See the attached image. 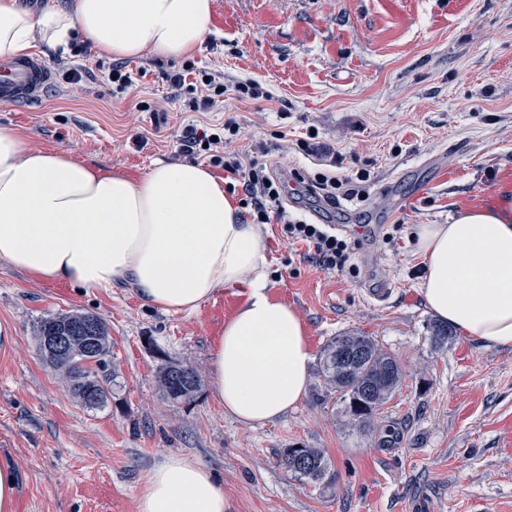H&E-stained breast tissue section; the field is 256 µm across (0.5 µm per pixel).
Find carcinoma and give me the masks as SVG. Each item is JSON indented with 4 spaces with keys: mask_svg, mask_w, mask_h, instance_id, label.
Segmentation results:
<instances>
[{
    "mask_svg": "<svg viewBox=\"0 0 512 512\" xmlns=\"http://www.w3.org/2000/svg\"><path fill=\"white\" fill-rule=\"evenodd\" d=\"M432 340L439 348L453 344L455 336L448 327L432 326ZM76 384L70 386L72 395L86 404V391L105 392L110 378L97 369L96 362L72 364ZM190 380L177 377L173 363L165 362L156 374L165 376L158 381L161 398L174 404L192 403L203 384L200 369L185 365ZM318 377L326 392L336 395L342 416L349 429L359 435L372 431L374 417L401 385L403 371L397 360L384 351L376 341L364 334L335 336L320 352ZM281 465L300 481H311L332 486L335 476L330 474L329 460L319 448L297 446L286 449Z\"/></svg>",
    "mask_w": 512,
    "mask_h": 512,
    "instance_id": "cac0c4a2",
    "label": "carcinoma"
}]
</instances>
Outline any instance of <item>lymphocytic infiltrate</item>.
Segmentation results:
<instances>
[{
	"instance_id": "1",
	"label": "lymphocytic infiltrate",
	"mask_w": 512,
	"mask_h": 512,
	"mask_svg": "<svg viewBox=\"0 0 512 512\" xmlns=\"http://www.w3.org/2000/svg\"><path fill=\"white\" fill-rule=\"evenodd\" d=\"M194 75V83H187V75ZM175 94H189L188 106L194 112H210L224 101L227 92H234L240 100H271L272 95L259 83L236 81L225 83L218 73L195 70L192 64H183L181 70L167 74ZM239 124L231 118L225 119L215 133L190 131L184 138L186 152H195L205 147L212 165L224 167L235 175L245 195L244 203L252 210L254 221L259 224L275 222L281 224L283 233L290 240H299L313 249L312 260L326 270L345 271L352 269L353 247L350 242L339 238L334 225L310 224L290 216L282 204L288 191L286 173L277 171L267 161L253 157L248 162L229 161L224 157L227 145L237 140Z\"/></svg>"
}]
</instances>
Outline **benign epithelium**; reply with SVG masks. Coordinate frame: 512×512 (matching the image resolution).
Wrapping results in <instances>:
<instances>
[{
  "mask_svg": "<svg viewBox=\"0 0 512 512\" xmlns=\"http://www.w3.org/2000/svg\"><path fill=\"white\" fill-rule=\"evenodd\" d=\"M98 326L91 319H81L65 329L48 325L37 339L38 353L47 357L65 358L76 352L86 353L99 361L107 356L110 342L97 335Z\"/></svg>",
  "mask_w": 512,
  "mask_h": 512,
  "instance_id": "obj_1",
  "label": "benign epithelium"
}]
</instances>
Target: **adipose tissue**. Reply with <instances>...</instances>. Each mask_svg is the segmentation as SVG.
Returning <instances> with one entry per match:
<instances>
[{
    "label": "adipose tissue",
    "mask_w": 512,
    "mask_h": 512,
    "mask_svg": "<svg viewBox=\"0 0 512 512\" xmlns=\"http://www.w3.org/2000/svg\"><path fill=\"white\" fill-rule=\"evenodd\" d=\"M213 0H0V59L34 44L68 53L81 36L98 55L181 59L213 29ZM419 288L441 322L488 348L512 345V195L499 206L420 224ZM0 261L28 277L106 291L129 284L168 314L191 315L239 283L247 300L224 324L211 388L245 424L285 415L305 397L313 355L296 310L275 298L259 225L201 162H158L128 176L26 149L0 127ZM138 512H225L205 466L172 456L149 473Z\"/></svg>",
    "instance_id": "obj_1"
}]
</instances>
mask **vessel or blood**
I'll return each instance as SVG.
<instances>
[{
  "instance_id": "obj_1",
  "label": "vessel or blood",
  "mask_w": 512,
  "mask_h": 512,
  "mask_svg": "<svg viewBox=\"0 0 512 512\" xmlns=\"http://www.w3.org/2000/svg\"><path fill=\"white\" fill-rule=\"evenodd\" d=\"M52 80L53 73L42 60L0 61V100L16 106L41 100Z\"/></svg>"
}]
</instances>
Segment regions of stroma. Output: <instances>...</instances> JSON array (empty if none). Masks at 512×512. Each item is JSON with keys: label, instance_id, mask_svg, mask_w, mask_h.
<instances>
[{"label": "stroma", "instance_id": "35a3bbf8", "mask_svg": "<svg viewBox=\"0 0 512 512\" xmlns=\"http://www.w3.org/2000/svg\"><path fill=\"white\" fill-rule=\"evenodd\" d=\"M213 26L196 68L255 80L273 100L228 93L223 111H190L166 80L181 61L152 55L128 60L135 86L117 95L97 56L69 54L89 69L83 90L58 84L29 110L0 101V125L29 149L139 175L158 161L207 162L183 151L186 131L230 117L245 136L227 156L264 150L303 174L367 170L365 198L333 208L288 192L306 221L358 236L359 275L320 268L306 243L266 224L271 291L305 322L313 353L367 334L400 363L403 383L365 436L315 375L294 410L263 425L237 421L206 386L171 404L157 366L210 374L244 286L172 315L125 284L86 291L0 262V463L16 472L17 512H137L149 472L170 456L208 466L227 512H512V345L460 335L432 346L413 236L512 188V0H213ZM383 287L385 300L372 299ZM70 311L109 328L112 394L100 408L82 405L37 354L39 321ZM300 445L323 450L334 487L279 465Z\"/></svg>", "mask_w": 512, "mask_h": 512}]
</instances>
